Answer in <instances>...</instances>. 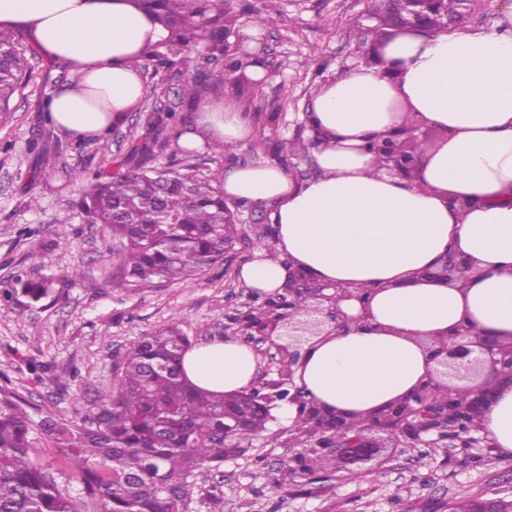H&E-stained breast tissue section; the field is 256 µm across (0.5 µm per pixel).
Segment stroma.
<instances>
[{
    "label": "stroma",
    "instance_id": "stroma-1",
    "mask_svg": "<svg viewBox=\"0 0 512 512\" xmlns=\"http://www.w3.org/2000/svg\"><path fill=\"white\" fill-rule=\"evenodd\" d=\"M263 6L264 0H229L225 9L232 37L263 48L270 65L265 83L246 87L238 100L263 149L188 152L173 140L148 165L190 168L206 177L259 156H279L295 180L315 175L307 154L291 146L303 138L315 89L368 63L375 20L366 0H279L274 23L258 30L255 15ZM12 36L31 73L11 113L0 119V282L36 269L59 286L55 296L38 303H0V371L34 418L76 421L95 391L111 384L115 355L141 337L176 323L195 344L237 335L235 315L255 308L254 290L239 270L256 249H273L272 239L262 235L270 208L229 200L238 210V237L201 279L113 287L109 273L122 251L119 241L78 211H62L59 198L75 196L81 178L94 170L115 174L136 167L130 148L149 137L148 119L187 112L196 78L221 66L208 60L203 38L191 50L195 76L145 62L143 95L107 134L110 150L103 154L97 138L61 133L48 121L46 104L70 75L48 63L23 32ZM32 141L40 150L29 151ZM61 235L67 243L58 249L54 242ZM75 267L81 278L65 281ZM34 363L41 371H31ZM306 446L296 426L270 421L249 455L197 473L187 512H448L464 497L512 499V458L492 447L388 449L369 462L373 476L364 483L351 479L342 460L326 459L319 470L291 475L285 491L274 492V477Z\"/></svg>",
    "mask_w": 512,
    "mask_h": 512
}]
</instances>
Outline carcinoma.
Returning a JSON list of instances; mask_svg holds the SVG:
<instances>
[{
	"mask_svg": "<svg viewBox=\"0 0 512 512\" xmlns=\"http://www.w3.org/2000/svg\"><path fill=\"white\" fill-rule=\"evenodd\" d=\"M140 10L188 45L206 38L214 57L224 55L225 14L202 0H136ZM380 26L388 25L395 0L371 3ZM29 74L28 59L0 31V112ZM169 112L150 121L151 144L131 155L154 152L173 137ZM224 173L198 178L139 166L115 176L95 171L76 199L62 201L91 224H104L124 244L111 272L112 285L138 288L154 281H195L224 257L238 233L224 202ZM56 281L19 271L0 299L23 294L38 302ZM191 339L177 324L135 342L112 369V386L98 391L77 423L46 416L35 421L9 387L0 385V512H187L192 480L205 465L239 457L241 446L265 429L261 406L243 394H213L189 385L181 356ZM40 432L79 473L70 491L48 469L29 459L31 435Z\"/></svg>",
	"mask_w": 512,
	"mask_h": 512,
	"instance_id": "1",
	"label": "carcinoma"
}]
</instances>
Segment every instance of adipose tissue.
<instances>
[{"label": "adipose tissue", "mask_w": 512, "mask_h": 512, "mask_svg": "<svg viewBox=\"0 0 512 512\" xmlns=\"http://www.w3.org/2000/svg\"><path fill=\"white\" fill-rule=\"evenodd\" d=\"M26 31L70 84L47 103L69 135L108 134L143 93L135 58L167 39L131 0H0V26ZM381 64L363 65L314 92L302 148L316 174L294 180L266 159L232 169L224 193L268 203L273 249L240 277L258 296L282 290L290 271L350 294L342 327L326 326L293 367L305 396L330 412L368 420L413 394L436 362L433 340L468 326L512 340V15L491 30L428 35L388 31ZM428 128L437 134L427 141ZM395 135L416 143L413 177L366 148ZM242 150L253 129L235 106L204 103L180 137ZM456 282L433 278L448 253ZM189 383L213 393L248 390L257 358L234 337L191 347ZM483 434L512 457V387L485 408Z\"/></svg>", "instance_id": "ef3b65f1"}]
</instances>
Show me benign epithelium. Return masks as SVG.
Here are the masks:
<instances>
[{"mask_svg": "<svg viewBox=\"0 0 512 512\" xmlns=\"http://www.w3.org/2000/svg\"><path fill=\"white\" fill-rule=\"evenodd\" d=\"M406 9L395 25L397 29L425 28L427 15L434 10L439 0H402ZM458 13L444 19V31L452 33L458 30L469 16V0H458ZM238 50L235 58H222L224 80L246 81L242 70L251 64H260L268 68L264 53L246 50L241 41L231 43ZM392 151L393 168L401 176H409L417 165L414 156L404 153L400 144L388 136L372 143V150ZM462 260L453 253L448 254L446 263L436 272V276L452 280L460 270ZM288 298L302 292L316 301L312 309L300 310L292 306L280 305L268 309V318L263 323H253L248 315L239 317L241 329L250 336L265 340L275 331L288 340L285 345H277L281 356L288 358V366H293L301 356L300 350L311 338L321 335L323 326L328 322H345L339 302L347 292L345 288H336L331 294L324 293L322 285L303 274H294L288 280ZM437 368L429 380L421 384L407 399L397 402L373 416L365 424V429L356 434L349 442L339 437L342 430L351 425V420L341 414L330 413L305 398L304 392L293 381V371L288 374L277 372L278 378L261 380L249 389L265 410L271 403L280 400L295 404L300 414L312 424L310 446L297 457L298 470L306 472L305 462L311 453L321 456H340L351 463H363L372 460L381 452L382 445L375 442L369 433L381 432L387 435L389 447L399 448L408 440L421 442L422 436L431 435L428 445L439 443L450 448L489 447L491 442L481 434L480 419L484 409L485 391L493 386L496 378L507 376L512 380V345L504 346L489 336H477L463 327L446 338L432 342ZM486 373L483 388L458 406L453 402L456 391L448 389V397L439 395V389L445 379H461L471 374ZM452 512H512V502L487 498L474 501L469 507Z\"/></svg>", "mask_w": 512, "mask_h": 512, "instance_id": "7a95c632", "label": "benign epithelium"}]
</instances>
